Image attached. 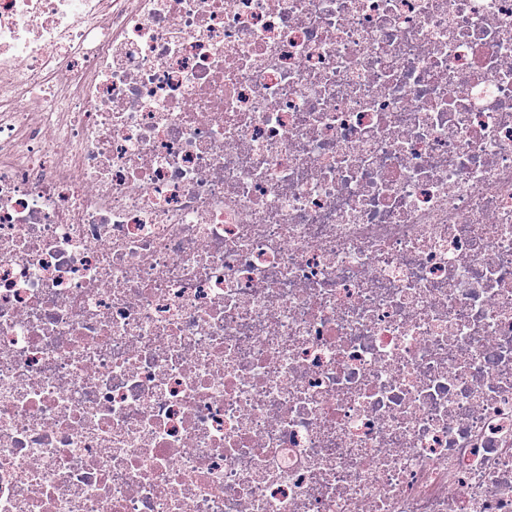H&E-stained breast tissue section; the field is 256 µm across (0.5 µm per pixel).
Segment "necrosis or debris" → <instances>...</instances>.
Listing matches in <instances>:
<instances>
[{"label": "necrosis or debris", "instance_id": "1", "mask_svg": "<svg viewBox=\"0 0 512 512\" xmlns=\"http://www.w3.org/2000/svg\"><path fill=\"white\" fill-rule=\"evenodd\" d=\"M0 512H512V0H0Z\"/></svg>", "mask_w": 512, "mask_h": 512}]
</instances>
